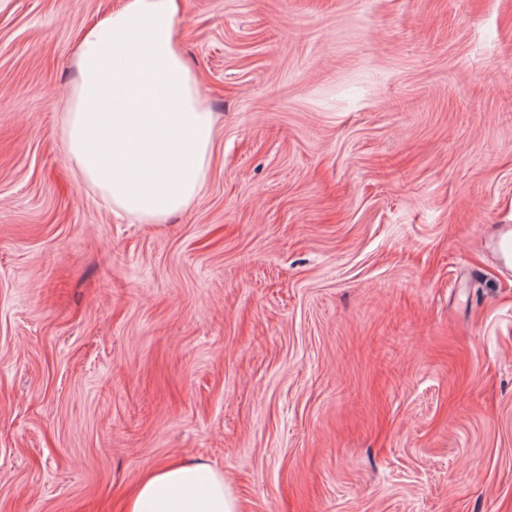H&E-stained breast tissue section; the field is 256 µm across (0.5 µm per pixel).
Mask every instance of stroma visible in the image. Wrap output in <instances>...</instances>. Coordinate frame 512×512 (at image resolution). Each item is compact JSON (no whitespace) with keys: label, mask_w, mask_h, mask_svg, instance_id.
Returning a JSON list of instances; mask_svg holds the SVG:
<instances>
[{"label":"stroma","mask_w":512,"mask_h":512,"mask_svg":"<svg viewBox=\"0 0 512 512\" xmlns=\"http://www.w3.org/2000/svg\"><path fill=\"white\" fill-rule=\"evenodd\" d=\"M112 0H0V512H512V0H188L218 133L116 216L59 133ZM495 252L502 265L509 269L512 262V231L511 226H501L493 238ZM126 512H242L224 472L191 460H176L148 471L131 489Z\"/></svg>","instance_id":"1"}]
</instances>
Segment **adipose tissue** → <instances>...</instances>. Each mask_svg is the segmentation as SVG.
Returning a JSON list of instances; mask_svg holds the SVG:
<instances>
[{
    "label": "adipose tissue",
    "instance_id": "adipose-tissue-1",
    "mask_svg": "<svg viewBox=\"0 0 512 512\" xmlns=\"http://www.w3.org/2000/svg\"><path fill=\"white\" fill-rule=\"evenodd\" d=\"M187 0H114L76 41L77 76L61 115L75 175L113 211L163 224L187 210L209 173L216 119L186 64ZM125 512H242L223 471L176 460L148 471Z\"/></svg>",
    "mask_w": 512,
    "mask_h": 512
}]
</instances>
